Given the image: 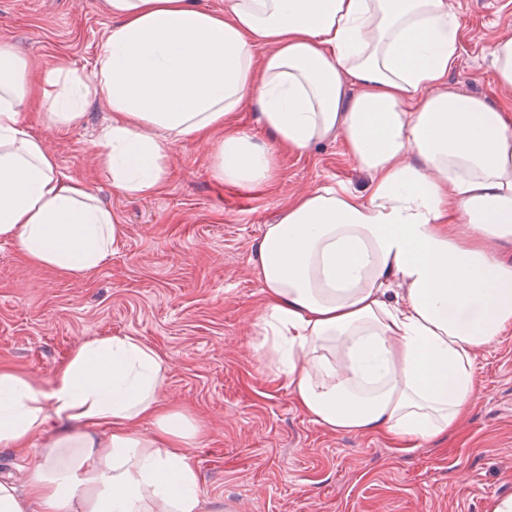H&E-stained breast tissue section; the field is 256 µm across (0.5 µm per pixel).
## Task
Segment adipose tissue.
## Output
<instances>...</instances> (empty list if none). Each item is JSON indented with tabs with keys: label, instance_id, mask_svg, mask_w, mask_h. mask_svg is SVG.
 Here are the masks:
<instances>
[{
	"label": "adipose tissue",
	"instance_id": "obj_1",
	"mask_svg": "<svg viewBox=\"0 0 512 512\" xmlns=\"http://www.w3.org/2000/svg\"><path fill=\"white\" fill-rule=\"evenodd\" d=\"M91 78L31 71L0 46V240L67 275L120 246L119 215L64 173L24 112L43 85L69 127L103 98L100 157L123 194L160 193L168 142L212 139L227 185L273 181L278 155L341 138L364 192L300 195L251 262L257 324L297 409L331 432L405 453L453 431L479 352L512 331V119L449 90L462 23L449 0H106ZM252 107L269 135L239 129ZM165 354L136 336L74 349L47 386L0 366V447H39L26 491L0 478V512H203L191 455L201 424L164 405ZM152 420L150 436L138 426Z\"/></svg>",
	"mask_w": 512,
	"mask_h": 512
}]
</instances>
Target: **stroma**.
I'll list each match as a JSON object with an SVG mask.
<instances>
[{
	"label": "stroma",
	"mask_w": 512,
	"mask_h": 512,
	"mask_svg": "<svg viewBox=\"0 0 512 512\" xmlns=\"http://www.w3.org/2000/svg\"><path fill=\"white\" fill-rule=\"evenodd\" d=\"M450 3L465 28L449 87L501 104L488 52L512 32V0ZM111 23L104 0H0V44L34 69L91 75ZM83 112L65 130L34 112L24 121L63 172L120 216L123 243L100 269L65 276L0 241L1 365L44 384L98 336H137L164 351V401L206 432L192 451L205 512H492L512 495V333L479 355L478 389L457 429L407 453L371 435L323 430L257 351L263 295L253 247L302 192L364 189L340 139L281 154L275 179L255 187L214 180L212 144L181 140L167 146L165 189L130 198L99 161L110 111L94 99Z\"/></svg>",
	"instance_id": "obj_1"
}]
</instances>
